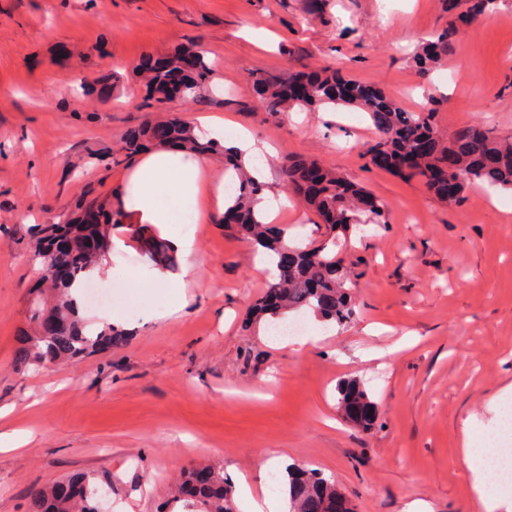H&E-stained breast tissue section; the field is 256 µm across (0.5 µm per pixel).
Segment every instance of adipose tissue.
Instances as JSON below:
<instances>
[{"label": "adipose tissue", "instance_id": "1", "mask_svg": "<svg viewBox=\"0 0 512 512\" xmlns=\"http://www.w3.org/2000/svg\"><path fill=\"white\" fill-rule=\"evenodd\" d=\"M129 184L124 208L136 224L169 223L172 214L165 201L171 197L189 200L196 223L223 213L226 204L223 185L215 183L205 164L164 150L136 160L129 171ZM461 462L471 475L472 495L480 512H498L503 504L512 503V486H502L494 494L488 491L485 471L477 461L473 434L467 426L462 429Z\"/></svg>", "mask_w": 512, "mask_h": 512}]
</instances>
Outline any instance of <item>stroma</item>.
I'll return each instance as SVG.
<instances>
[{"label":"stroma","instance_id":"obj_1","mask_svg":"<svg viewBox=\"0 0 512 512\" xmlns=\"http://www.w3.org/2000/svg\"><path fill=\"white\" fill-rule=\"evenodd\" d=\"M448 24L443 0H0V512H28L29 489L75 472L112 481L111 512H161L170 479L198 462L224 474L236 512L247 478L254 496L285 490L267 461L321 472L355 512H475L459 464L462 422L495 427L512 381V192L479 187L448 204L419 180L372 166L380 134L365 112L265 111L261 71L287 77L333 67L380 88L406 111L438 101L436 128L466 126L512 139V7L492 22L461 24L456 51L419 72L413 52ZM193 45L215 63L192 100L146 101L134 68L143 56ZM114 74L106 99L90 86ZM231 118L273 150L266 190L283 193L275 218L289 242L319 244L325 228L289 189L282 166L308 158L383 202L384 224L343 233L354 270L355 316L345 326L307 322L317 343L275 340L250 309L273 281L233 229L204 221L113 225L106 258L110 314L125 334L65 366H21L30 334L28 294L39 271L36 224L68 217L77 200L119 211L127 165L107 166L127 132L150 120ZM196 239L197 270L147 242ZM183 277L131 283L136 270ZM360 381L375 403L362 430L337 405L341 381Z\"/></svg>","mask_w":512,"mask_h":512}]
</instances>
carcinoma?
<instances>
[{
  "label": "carcinoma",
  "mask_w": 512,
  "mask_h": 512,
  "mask_svg": "<svg viewBox=\"0 0 512 512\" xmlns=\"http://www.w3.org/2000/svg\"><path fill=\"white\" fill-rule=\"evenodd\" d=\"M464 2L467 15L480 16L494 9L498 0ZM456 35V24L450 19L448 28L435 35L434 40L426 43L417 54L419 67L425 69L447 58L453 52ZM187 57L193 59V66L182 72L177 93H172L169 73L157 71L147 75L149 98L160 100L178 96L193 100L211 83L214 68L202 53L184 49L167 55V60L176 70ZM308 76L310 88L307 94L290 98L281 91L284 82L263 72L255 73L256 91L265 110L280 114L295 107L357 106L368 112L381 134L380 141L369 150V154L389 150L402 159L413 157L412 163L397 169L398 174L406 179L421 178L430 190L448 203H459L469 188L483 184L512 191V141L500 140L482 127L471 126L455 132L444 144L435 136L436 108L407 112L382 91L344 79L334 70L329 73L310 72ZM145 142L199 156L218 152L226 156L227 169L236 183V191L229 196L232 204L224 210V215L233 217L234 227L244 239L268 250L276 267L270 288L280 293L282 305L270 308L265 297H260L254 308L257 321L271 322L284 318L290 311L302 310L311 311L322 322L339 326L352 320L354 308L349 297L351 271L336 252L342 248L336 232H344L352 224L386 223L384 205L376 197L326 168L321 169L320 187L314 190L306 181V174L315 162H287L284 175L289 186L319 214L328 232V238L318 245L292 248L295 259L287 265L282 259L283 250L288 248L284 240L286 230L273 228L256 209L263 184L243 161L232 156L216 141L198 136L190 125L175 118L161 124L148 123L133 131L127 137L122 153L129 158ZM450 154L456 157L457 166L450 173V180L441 181L437 174L447 169ZM86 207L99 211L100 223L85 224L77 217L63 221L54 219L39 228L36 257L40 259L41 276H46L52 260L59 259L49 252V244L55 239L66 235L76 247L87 243L90 237L105 242L109 239L112 225L122 219L121 213L111 214L93 201ZM49 288L54 295H41L32 307L33 334L23 337L16 353L17 364L28 366L71 361L102 342L110 346L123 342V335L112 329H105L94 336L85 333L69 296V284L51 283ZM338 407L355 424L366 425L372 420L368 413L374 402L355 381L340 385ZM288 471L290 512H329L328 506L338 493L335 483L319 472L299 466H292ZM212 473V482L200 489L195 501L181 496V487L191 478L192 472L181 475L167 501L169 512H233L231 497L224 490V475L215 468ZM108 490L110 487L98 482L95 475L76 473L48 487H33L30 512H101L100 495Z\"/></svg>",
  "instance_id": "1"
}]
</instances>
